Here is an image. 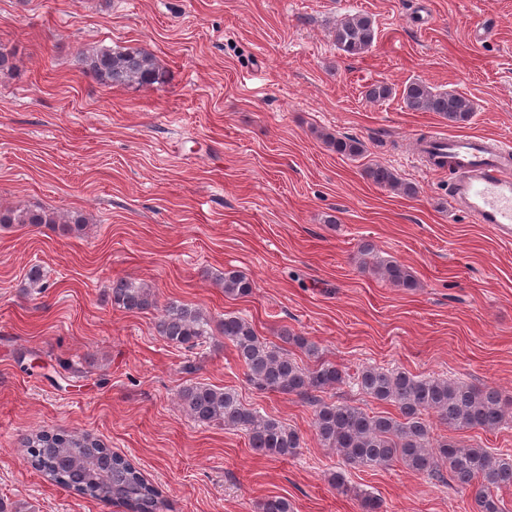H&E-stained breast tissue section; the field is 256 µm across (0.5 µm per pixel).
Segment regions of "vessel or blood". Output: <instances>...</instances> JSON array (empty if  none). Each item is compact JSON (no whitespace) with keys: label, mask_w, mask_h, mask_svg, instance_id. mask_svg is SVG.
<instances>
[{"label":"vessel or blood","mask_w":512,"mask_h":512,"mask_svg":"<svg viewBox=\"0 0 512 512\" xmlns=\"http://www.w3.org/2000/svg\"><path fill=\"white\" fill-rule=\"evenodd\" d=\"M455 179L453 201L474 223L487 225L501 241L512 242V147L484 137L448 141Z\"/></svg>","instance_id":"obj_1"}]
</instances>
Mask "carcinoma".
<instances>
[{
    "label": "carcinoma",
    "instance_id": "obj_1",
    "mask_svg": "<svg viewBox=\"0 0 512 512\" xmlns=\"http://www.w3.org/2000/svg\"><path fill=\"white\" fill-rule=\"evenodd\" d=\"M332 33L339 51L347 57H359L372 47L377 27L370 16L354 14L336 21ZM84 65L86 73L109 86L144 87L169 80L168 71L153 55L135 47L98 50L84 58ZM403 102L408 110L434 112L451 126L468 123L473 114L464 96L454 91L435 92L423 82L406 86ZM323 138L342 156L363 153L362 142L354 137L326 133ZM368 177L380 187L404 195L415 193V188L399 181L388 166L370 167ZM0 224H64L69 231L80 232L85 218L78 213L59 215L44 209L5 207L0 208ZM370 270L395 288L418 287L412 272L395 261H380ZM220 282L228 296L247 297L253 290V281L235 269L224 270ZM108 297L112 306L126 311L157 307L150 288L126 278L112 281ZM156 328L176 347H195L218 331L233 346L254 388L308 401L320 444L335 452L346 467L386 469L400 463L455 489L471 491L476 512H503L494 491L512 486V455L465 446L452 438L434 443L427 420L433 414L454 430L493 431L512 413L497 389L372 365H362L352 373L323 359L317 344L286 329L276 344L258 336L253 324L239 315L226 314L215 324L202 310L176 301L162 308ZM288 344L314 358L315 364L300 365L286 350ZM347 384L373 400L395 406L398 416L370 414L346 402L321 397ZM179 401L195 423H218L245 431L250 448L260 454L290 457L302 448L296 430L256 407L246 406L233 388L197 382L180 390ZM24 447L26 463L62 487L115 504L124 512H163L161 491L129 460L88 433L41 431L27 436ZM260 512H294V507L288 498L274 496L262 503Z\"/></svg>",
    "mask_w": 512,
    "mask_h": 512
}]
</instances>
